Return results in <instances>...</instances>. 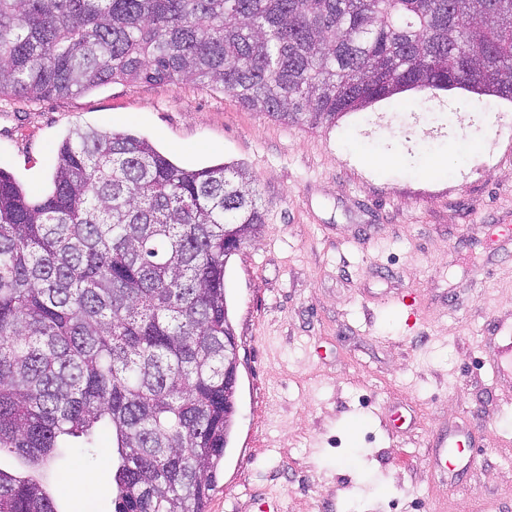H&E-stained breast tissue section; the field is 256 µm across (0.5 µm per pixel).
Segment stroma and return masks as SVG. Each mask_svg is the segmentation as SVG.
<instances>
[{"mask_svg":"<svg viewBox=\"0 0 512 512\" xmlns=\"http://www.w3.org/2000/svg\"><path fill=\"white\" fill-rule=\"evenodd\" d=\"M476 101L382 102L326 127L200 84L0 98V168L36 193L78 126L253 176L265 224L226 268L237 414L207 512H512V379L486 362L491 323L512 314V241H496L512 226V104ZM449 146L447 174H428ZM455 428L476 453L442 473L436 442ZM109 445L41 469L57 512H112Z\"/></svg>","mask_w":512,"mask_h":512,"instance_id":"1","label":"stroma"}]
</instances>
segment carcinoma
Wrapping results in <instances>:
<instances>
[{"mask_svg": "<svg viewBox=\"0 0 512 512\" xmlns=\"http://www.w3.org/2000/svg\"><path fill=\"white\" fill-rule=\"evenodd\" d=\"M199 83L289 124L407 91L512 103V0H0V97ZM253 179L73 129L51 188L0 169V512H57L45 462L111 437L113 512H206L237 411L224 278Z\"/></svg>", "mask_w": 512, "mask_h": 512, "instance_id": "obj_1", "label": "carcinoma"}]
</instances>
